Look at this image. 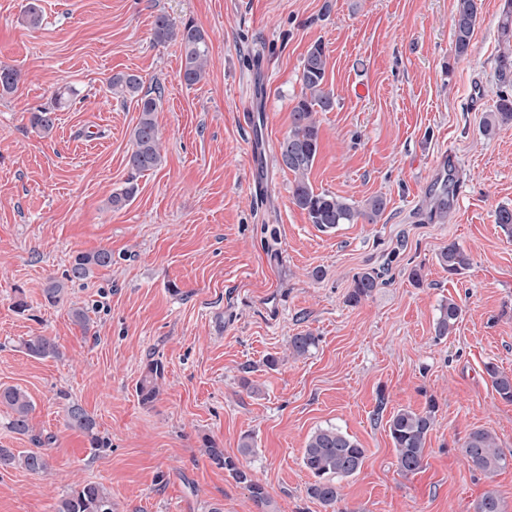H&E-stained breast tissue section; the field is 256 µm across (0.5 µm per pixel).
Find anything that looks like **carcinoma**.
Instances as JSON below:
<instances>
[{
    "mask_svg": "<svg viewBox=\"0 0 512 512\" xmlns=\"http://www.w3.org/2000/svg\"><path fill=\"white\" fill-rule=\"evenodd\" d=\"M477 21L476 0H455L452 18V47L454 56L464 59L468 56ZM153 37L159 43L174 41L181 48V75L185 83L194 85L206 74L209 48L207 35L193 21L179 26L160 14L156 17ZM327 57L320 43L313 44L307 51L300 74L302 93L290 112L291 124L286 137L279 144V164L295 176L292 187L293 203L305 211L310 223L326 232L340 224H353L362 218L374 224L383 214L386 201L381 196L370 198L363 208L329 192H316L308 180L319 154V127L315 115L333 108V93L326 89ZM19 74L10 67H0V91H13ZM110 88L124 98L136 102L140 117L132 129L130 140L132 151L127 164L131 169L128 186L112 194L109 204L122 208L134 198L137 188L133 183L136 176L160 166L162 157L159 147V131L154 118L160 107L163 89L156 85L143 91L142 79L136 74H121L110 80ZM73 94L68 86L59 88L54 107L41 108L30 116L32 127L48 135L55 126V106ZM512 124V95L503 94L495 110L483 119V132L493 134L502 125ZM495 223L506 236L512 237V208L501 206L495 212ZM439 262L450 276H460L469 269L471 259L464 248L451 243L442 250ZM112 264V252L100 249L93 253L77 254L65 274V280H52L45 289L47 302L56 304L65 295L67 283L85 279L95 267ZM380 286L379 276L369 272L358 274L353 279L347 302L356 305L369 297ZM461 316V307L453 300L442 305L436 322L435 334L443 339L454 330ZM316 345V337L310 333H299L289 337L288 349L299 358L306 356ZM25 353L34 358L59 356L55 341L47 336H32L21 343ZM495 392L504 400L512 402V375L499 371L495 366L486 367ZM165 366L159 359L150 361L137 385V396L144 405L152 404L161 393ZM0 406L10 410V428L17 434L29 431V416L33 403L28 394L18 387H0ZM435 402H429L428 409L416 412L399 409L387 421L389 436L396 451L399 469L414 473L421 469L426 452L427 438L433 427ZM69 427L82 432L90 447L97 451L108 447L106 438L99 435L95 419L78 403L70 401L66 407ZM203 451L210 462L226 470L229 475L249 491L258 506H267L268 492L259 482L252 479L248 469L239 460L224 455V449L211 439L204 440ZM468 462L482 472H493L507 465V456L498 447L496 437L485 429L472 431L463 444ZM366 457L365 449L349 434L335 426L316 429L307 439L301 463L312 476L307 495L324 507L333 508L339 499V481L356 475ZM20 466L31 473L48 470L49 462L40 451H28L16 455L7 448H0V467ZM56 512H112V498L107 491L95 483H86L64 494L56 505ZM476 512H505L501 499L493 491L486 492L476 506Z\"/></svg>",
    "mask_w": 512,
    "mask_h": 512,
    "instance_id": "carcinoma-1",
    "label": "carcinoma"
}]
</instances>
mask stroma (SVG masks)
<instances>
[{
  "mask_svg": "<svg viewBox=\"0 0 512 512\" xmlns=\"http://www.w3.org/2000/svg\"><path fill=\"white\" fill-rule=\"evenodd\" d=\"M0 0V66L19 73L0 95V386L31 398L28 434L8 427L0 448L47 454L49 470L0 468V512H55L59 498L102 485L112 512H325L306 494L308 436L333 425L366 450L339 484L337 512H476L495 492L512 512V462L475 470L462 452L477 428L512 455V402L487 364L512 375V239L494 222L512 206V124L484 135L482 120L506 86L497 59L505 0H477L468 56L455 59V0ZM194 21L208 35V73L187 85L177 43H155L157 14ZM322 43L332 110L317 113L315 191L386 209L323 232L292 200L293 173L274 153L290 128L307 50ZM161 85V165L135 177L125 207L110 195L131 178L127 154L136 104L110 78ZM75 94L50 134L29 116L61 86ZM253 111L246 129L243 111ZM269 142V176L254 194L251 142ZM455 155L451 208L429 195ZM462 245L472 265L452 277L439 254ZM106 249L112 263L44 298L73 255ZM420 267L421 284L409 277ZM383 284L346 300L355 274ZM26 311L15 307L17 299ZM462 309L455 331L434 332L441 304ZM85 308L88 325L71 308ZM312 333L304 357L288 338ZM48 336L56 358L34 359L22 340ZM279 356L276 367L268 356ZM161 359L159 398L136 385ZM94 416L110 447L91 450L68 428L67 401ZM432 410L422 468L402 473L387 421ZM252 454L240 456L244 435ZM212 439L265 486L261 508L201 448Z\"/></svg>",
  "mask_w": 512,
  "mask_h": 512,
  "instance_id": "35a3bbf8",
  "label": "stroma"
}]
</instances>
